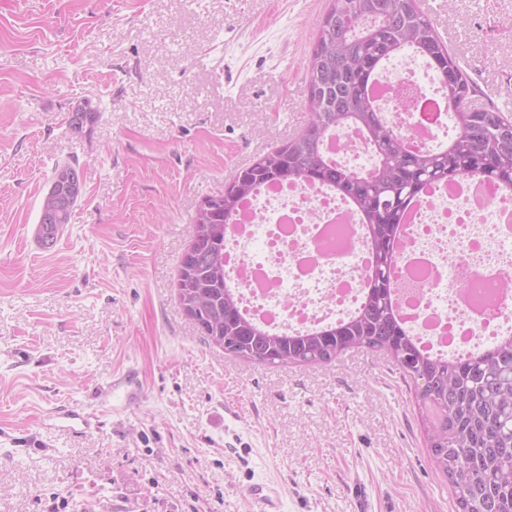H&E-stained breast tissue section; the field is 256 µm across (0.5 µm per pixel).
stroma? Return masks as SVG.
I'll use <instances>...</instances> for the list:
<instances>
[{"label":"stroma","instance_id":"35a3bbf8","mask_svg":"<svg viewBox=\"0 0 512 512\" xmlns=\"http://www.w3.org/2000/svg\"><path fill=\"white\" fill-rule=\"evenodd\" d=\"M428 17L512 118V0ZM330 0H0V512H456L383 355L252 364L174 292L198 204L299 133ZM99 113L92 130L68 124ZM83 192L34 239L56 164ZM58 194L64 195L65 200L57 208L54 209L51 223L45 224L42 218L41 208L38 224H35L34 237L40 248L44 250L52 249L58 240L60 233L56 237L55 226L57 229H63L65 224H69L71 213L77 203L78 197L82 189V175L79 166L75 163L65 162L57 164L54 168L51 186ZM78 188L73 196L69 195V190ZM66 191V194L64 193ZM249 496L257 512H281L280 494L277 489L266 484L250 486Z\"/></svg>","mask_w":512,"mask_h":512}]
</instances>
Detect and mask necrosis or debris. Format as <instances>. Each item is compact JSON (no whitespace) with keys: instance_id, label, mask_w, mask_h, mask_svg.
<instances>
[{"instance_id":"obj_1","label":"necrosis or debris","mask_w":512,"mask_h":512,"mask_svg":"<svg viewBox=\"0 0 512 512\" xmlns=\"http://www.w3.org/2000/svg\"><path fill=\"white\" fill-rule=\"evenodd\" d=\"M379 102L395 125L433 144L447 126L441 81L408 57L391 61ZM512 219V198L493 185L451 183L415 213L399 267L413 277L411 325L435 352L463 350L512 328V264L497 260L501 239L480 235ZM345 201L321 186L273 183L246 199L224 243L225 268L244 310L280 332L334 321L360 295L364 249L335 225L352 223Z\"/></svg>"}]
</instances>
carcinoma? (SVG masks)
Segmentation results:
<instances>
[{"label": "carcinoma", "mask_w": 512, "mask_h": 512, "mask_svg": "<svg viewBox=\"0 0 512 512\" xmlns=\"http://www.w3.org/2000/svg\"><path fill=\"white\" fill-rule=\"evenodd\" d=\"M408 52L445 84L452 131L421 145L389 120L373 94L387 60ZM306 126L244 169L224 189V207L195 214L193 237L179 262L177 298L194 313L208 344L238 359L275 366L327 364L352 350L384 353L413 387L429 456L453 488L456 512H512V338L497 337L477 358L422 347L393 309L392 286L412 200L429 186L479 179L512 186V119L472 106L475 89L418 0H331L313 37L307 68ZM354 130L372 162L362 170L328 150ZM53 190L65 195L51 223H69L82 188L76 164L54 168ZM269 183L321 185L342 196L366 229L373 254L357 307L329 325L275 333L243 310L224 268L225 227L243 201Z\"/></svg>", "instance_id": "cac0c4a2"}]
</instances>
